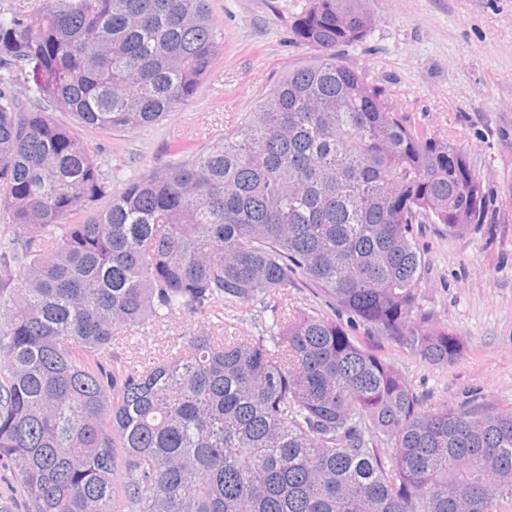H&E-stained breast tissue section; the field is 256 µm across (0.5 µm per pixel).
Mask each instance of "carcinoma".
I'll use <instances>...</instances> for the list:
<instances>
[{"label":"carcinoma","mask_w":512,"mask_h":512,"mask_svg":"<svg viewBox=\"0 0 512 512\" xmlns=\"http://www.w3.org/2000/svg\"><path fill=\"white\" fill-rule=\"evenodd\" d=\"M374 24L370 0H306L291 33L311 56L208 151L90 214L110 186L79 130L146 128L194 98L222 40L208 0L0 9V471L25 512L512 500V410L425 411L392 361L318 313L278 310L261 336L224 322L303 279L370 336L435 365L461 353L423 330L411 228L488 224L486 193L466 152L344 60ZM185 313L219 324L152 361L112 354Z\"/></svg>","instance_id":"obj_1"}]
</instances>
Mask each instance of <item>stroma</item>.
<instances>
[{
	"mask_svg": "<svg viewBox=\"0 0 512 512\" xmlns=\"http://www.w3.org/2000/svg\"><path fill=\"white\" fill-rule=\"evenodd\" d=\"M224 40L196 96L156 126L82 136L113 191L132 175L173 161L180 147L205 151L264 96L273 75L305 54L290 25L305 0H209ZM375 25L346 62L385 84L412 126L464 150L491 202V221L457 236L414 225L424 267L419 303L426 330L448 329L460 356L434 366L361 324L351 336L398 367L424 410L490 405L512 410V0H371ZM205 315H178L113 347L156 355L185 336L211 333Z\"/></svg>",
	"mask_w": 512,
	"mask_h": 512,
	"instance_id": "35a3bbf8",
	"label": "stroma"
}]
</instances>
